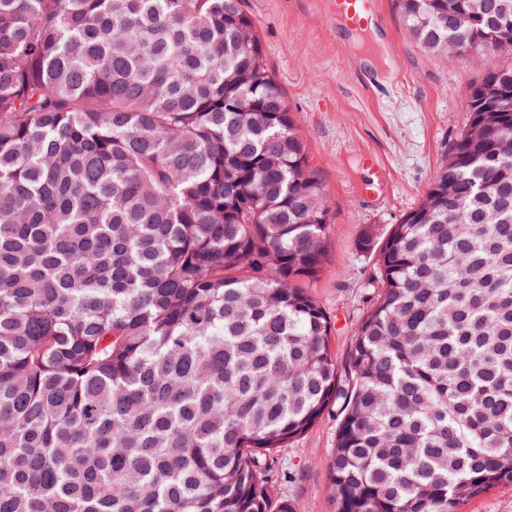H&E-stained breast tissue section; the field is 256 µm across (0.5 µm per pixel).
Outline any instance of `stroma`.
<instances>
[{"label":"stroma","mask_w":512,"mask_h":512,"mask_svg":"<svg viewBox=\"0 0 512 512\" xmlns=\"http://www.w3.org/2000/svg\"><path fill=\"white\" fill-rule=\"evenodd\" d=\"M244 8L329 200L326 262L306 286L333 319L331 348L341 367L373 295L372 260L360 251L364 231L383 236L418 205L468 124L469 87L512 58L420 51L395 0H379L374 26L383 61L374 65L329 16L327 0H244ZM337 424L336 413L326 414L280 449L276 467L289 478L273 484V502L288 501L293 512H333L325 461Z\"/></svg>","instance_id":"1"}]
</instances>
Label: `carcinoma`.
Returning <instances> with one entry per match:
<instances>
[{
    "label": "carcinoma",
    "instance_id": "cac0c4a2",
    "mask_svg": "<svg viewBox=\"0 0 512 512\" xmlns=\"http://www.w3.org/2000/svg\"><path fill=\"white\" fill-rule=\"evenodd\" d=\"M512 55V0H397ZM512 67L379 239L340 378L329 204L243 0H0V512H271L335 410L334 512L512 483Z\"/></svg>",
    "mask_w": 512,
    "mask_h": 512
}]
</instances>
